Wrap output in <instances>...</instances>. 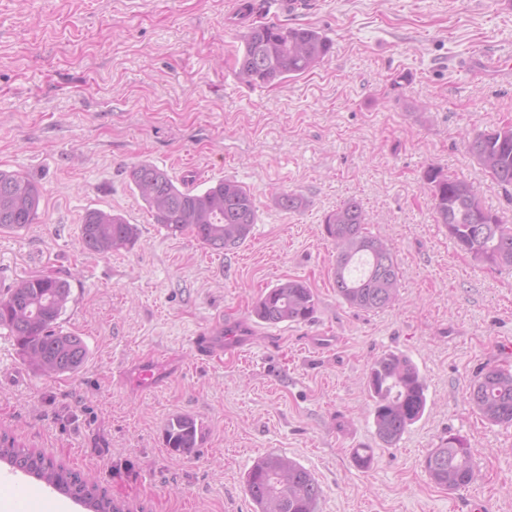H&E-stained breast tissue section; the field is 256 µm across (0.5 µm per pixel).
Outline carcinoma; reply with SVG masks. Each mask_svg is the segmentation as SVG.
<instances>
[{
	"label": "carcinoma",
	"instance_id": "carcinoma-1",
	"mask_svg": "<svg viewBox=\"0 0 512 512\" xmlns=\"http://www.w3.org/2000/svg\"><path fill=\"white\" fill-rule=\"evenodd\" d=\"M240 40L237 77L246 85L282 83L310 72L332 53V42L309 27L253 24ZM469 150L494 181L512 186V124L477 133ZM130 177L155 223L174 236L187 233L215 252L241 246L257 223L254 198L236 181L218 179L202 190L181 189L167 171L149 162L134 166ZM425 181L436 222L456 245L490 267L512 268V226L485 207L469 183L440 167H428ZM41 199L34 178L0 170V231L37 223ZM276 203L288 211L307 205L304 197L291 192L277 195ZM323 230L336 248L333 279L344 303L366 312L391 306L398 296L399 267L387 242L367 231L361 203L352 198L329 212ZM80 238L83 249L108 256L133 247L138 228L119 214L90 209L83 217ZM70 301V282L48 273L18 279L0 295V327L8 330L23 360L48 377L75 374L89 358L83 339L60 326ZM314 310L311 288L296 279L276 284L254 306L255 316L273 325L307 322ZM367 386L375 434L392 447L425 414V379L411 359L390 352L370 362ZM467 401L491 424L511 427L512 369L480 372L469 385ZM165 438L175 453L193 450L198 445L196 421L172 417ZM1 461L53 485L88 512L125 510L81 473L21 447L6 433L0 434ZM423 467L436 485L461 489L474 479L473 450L465 439L450 434L425 456ZM246 487L258 512H318V482L285 456L269 454L258 460L247 474Z\"/></svg>",
	"mask_w": 512,
	"mask_h": 512
}]
</instances>
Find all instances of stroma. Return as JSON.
<instances>
[{
    "label": "stroma",
    "mask_w": 512,
    "mask_h": 512,
    "mask_svg": "<svg viewBox=\"0 0 512 512\" xmlns=\"http://www.w3.org/2000/svg\"><path fill=\"white\" fill-rule=\"evenodd\" d=\"M282 25L312 27L331 55L279 85L242 84L245 30L234 0H0V169L43 188L38 223L0 232V289L30 275L68 278L61 317L90 355L73 375L29 367L0 330V430L94 476L132 512H255L245 489L268 454L316 478L319 512H512V427L467 402L470 381L512 340V270L460 250L434 218L428 166L467 181L512 225V188L494 182L468 139L512 121V78L470 64L512 58V0H321ZM149 162L178 185L236 181L258 222L217 253L155 224L131 179ZM282 191L306 208L274 203ZM361 202L391 245L399 296L365 312L336 293L327 213ZM138 227L128 250L84 251L87 210ZM286 278L316 309L300 324L253 307ZM237 319L253 330L232 358L203 359L194 339ZM425 376L428 406L396 446L369 414L366 374L384 353ZM165 376L147 387L136 363ZM199 428L191 455L165 445L176 415ZM455 433L474 450L475 481L449 491L422 462ZM371 451L368 468L352 459Z\"/></svg>",
    "instance_id": "obj_1"
}]
</instances>
